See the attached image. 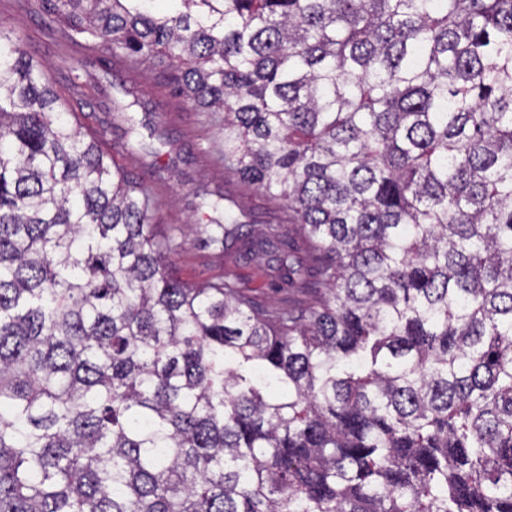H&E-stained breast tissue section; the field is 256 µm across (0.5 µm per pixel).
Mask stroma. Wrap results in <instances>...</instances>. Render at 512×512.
<instances>
[{"instance_id":"obj_1","label":"stroma","mask_w":512,"mask_h":512,"mask_svg":"<svg viewBox=\"0 0 512 512\" xmlns=\"http://www.w3.org/2000/svg\"><path fill=\"white\" fill-rule=\"evenodd\" d=\"M0 24L20 33L23 47L35 52L65 100L72 97L67 80L72 70L84 69L96 56L108 59L110 72L99 75L82 121L87 130L102 133L103 149L118 158L130 180H151L162 226L176 242L169 258L173 276L187 283L227 276L257 300L276 305L287 299V290L275 287L263 263L242 250L209 244V229L197 220L198 194L219 189L230 199L234 215L246 222L286 221L278 201L226 173L218 162L224 128L217 115L196 111L174 96L165 67L129 64L87 33L70 39L63 21L47 13L40 0H0ZM134 97L140 106H131ZM193 220L196 230L184 233Z\"/></svg>"}]
</instances>
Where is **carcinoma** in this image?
Masks as SVG:
<instances>
[{
    "label": "carcinoma",
    "mask_w": 512,
    "mask_h": 512,
    "mask_svg": "<svg viewBox=\"0 0 512 512\" xmlns=\"http://www.w3.org/2000/svg\"><path fill=\"white\" fill-rule=\"evenodd\" d=\"M40 2L224 113L288 240L208 242L304 299L173 277L0 23V512H512V0Z\"/></svg>",
    "instance_id": "carcinoma-1"
}]
</instances>
